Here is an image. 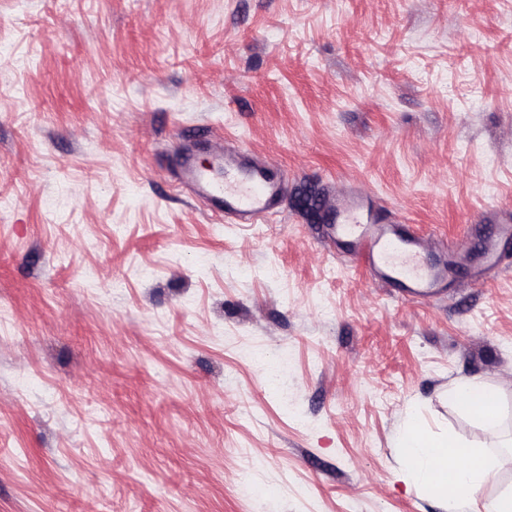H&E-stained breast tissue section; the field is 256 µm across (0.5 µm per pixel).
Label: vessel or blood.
<instances>
[{
    "instance_id": "1",
    "label": "vessel or blood",
    "mask_w": 512,
    "mask_h": 512,
    "mask_svg": "<svg viewBox=\"0 0 512 512\" xmlns=\"http://www.w3.org/2000/svg\"><path fill=\"white\" fill-rule=\"evenodd\" d=\"M189 177L197 185L199 197L223 204L224 215L228 218L263 220L273 210L279 192L277 183L267 178L261 168L245 170L228 163L224 166L223 176L193 169ZM332 236L354 242L359 258L379 271L380 281L385 286L405 289L407 297L416 301L443 295L445 274L426 262L422 240L403 238L392 232L389 225L365 219L357 201H347L337 209ZM510 239L512 217L509 216L498 225L496 239L485 247V268L500 269L499 243Z\"/></svg>"
}]
</instances>
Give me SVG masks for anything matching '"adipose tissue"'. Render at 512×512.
Wrapping results in <instances>:
<instances>
[{"label":"adipose tissue","mask_w":512,"mask_h":512,"mask_svg":"<svg viewBox=\"0 0 512 512\" xmlns=\"http://www.w3.org/2000/svg\"><path fill=\"white\" fill-rule=\"evenodd\" d=\"M411 473L447 501L470 499L494 477L483 456L452 441H436L410 422L401 436Z\"/></svg>","instance_id":"1"}]
</instances>
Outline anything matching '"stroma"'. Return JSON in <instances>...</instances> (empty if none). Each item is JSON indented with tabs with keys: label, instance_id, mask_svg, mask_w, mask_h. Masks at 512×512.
Instances as JSON below:
<instances>
[{
	"label": "stroma",
	"instance_id": "obj_1",
	"mask_svg": "<svg viewBox=\"0 0 512 512\" xmlns=\"http://www.w3.org/2000/svg\"><path fill=\"white\" fill-rule=\"evenodd\" d=\"M287 187L212 214L173 158ZM441 250L382 287L323 202ZM512 0H0V512H484L512 494ZM493 395L496 427L453 389ZM485 450L454 507L409 420ZM512 239V217H506L497 227L496 237L489 241L484 251V266L492 271L501 268L499 241Z\"/></svg>",
	"mask_w": 512,
	"mask_h": 512
}]
</instances>
